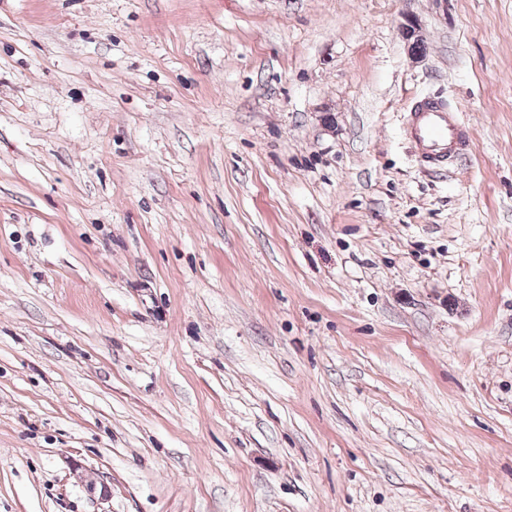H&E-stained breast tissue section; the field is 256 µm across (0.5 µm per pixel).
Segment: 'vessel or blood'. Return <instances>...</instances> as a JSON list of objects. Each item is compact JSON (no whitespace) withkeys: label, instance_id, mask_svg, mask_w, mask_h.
Returning a JSON list of instances; mask_svg holds the SVG:
<instances>
[{"label":"vessel or blood","instance_id":"vessel-or-blood-1","mask_svg":"<svg viewBox=\"0 0 512 512\" xmlns=\"http://www.w3.org/2000/svg\"><path fill=\"white\" fill-rule=\"evenodd\" d=\"M405 134L421 162L437 173L446 171L449 161L464 155L470 145L469 129L437 95L413 101L406 114Z\"/></svg>","mask_w":512,"mask_h":512}]
</instances>
